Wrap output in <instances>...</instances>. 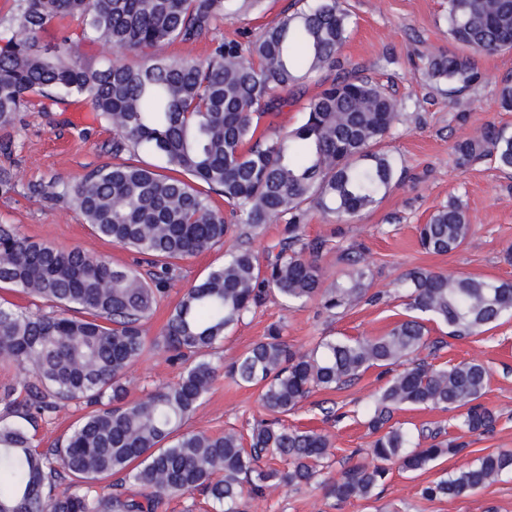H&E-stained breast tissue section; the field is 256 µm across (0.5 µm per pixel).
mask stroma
<instances>
[{
  "label": "stroma",
  "instance_id": "obj_1",
  "mask_svg": "<svg viewBox=\"0 0 512 512\" xmlns=\"http://www.w3.org/2000/svg\"><path fill=\"white\" fill-rule=\"evenodd\" d=\"M348 2L354 25L342 57L360 66L400 101V120L379 149L397 156L405 174L378 204L353 221L341 223L314 212L303 234L310 240H328L329 247L319 259L327 281L347 271L345 253L360 254L373 276L371 290L379 298L333 311L315 301L287 306L267 300L228 331L223 343L211 352L212 362L232 363L274 323L283 325L289 346L299 352L309 351L327 336L384 335L406 317L400 281L417 268L512 279V263L504 259L512 247V173L499 170L488 159L458 168L452 150L456 141L474 137L491 124L512 132V112L500 111L495 101L500 79L512 73V51L479 58V82L457 101L446 87L432 84L422 74L431 51L455 48L446 33V0ZM111 142V127L81 98L69 99L50 112L19 113L13 128L0 129V166L16 175L14 191L0 196V222L14 225L35 241L66 249L80 247L107 255L114 264L143 269L140 254L95 236L68 199L50 201L40 193L41 187L56 178L75 182L112 163ZM456 198L473 226L471 237L448 254L425 252L418 244V225ZM237 244V238L230 236L181 261L178 279L148 324L149 338H156L185 289L221 264L225 252ZM426 326L429 340L440 341L441 346L421 350L419 360L437 367L477 361L489 369L491 379L483 401L498 416L493 432L470 434L456 427L451 412L408 407L395 412L396 422L411 429H441L443 438L464 444V451L441 458L426 471L392 468L385 484L368 500L339 502L315 483L299 488L281 485L265 497L245 498V512H512V474L464 498L431 501L420 495L422 486L444 473L483 455L512 449V318L462 339L449 337L446 325L439 321H427ZM180 371L168 352L153 348L127 371L129 400H140L155 387L176 382ZM387 380L380 369H369L347 388L314 391L286 416L288 425L330 437L331 477H338L349 466L352 450L371 442L364 412ZM332 407L345 412V419L327 420L325 411ZM264 416L256 388L222 376L185 428L212 436L227 430L244 433Z\"/></svg>",
  "mask_w": 512,
  "mask_h": 512
}]
</instances>
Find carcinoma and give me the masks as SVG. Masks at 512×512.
<instances>
[{
	"label": "carcinoma",
	"instance_id": "1",
	"mask_svg": "<svg viewBox=\"0 0 512 512\" xmlns=\"http://www.w3.org/2000/svg\"><path fill=\"white\" fill-rule=\"evenodd\" d=\"M264 0H17V33L0 45V129L30 108L49 112L67 97L87 99L112 126V156L75 183L59 179L52 195L66 196L98 236L148 256L141 272L112 264L79 247L33 241L0 224V289L43 300L36 313L0 302V358L31 376L24 393L0 394V512H163L166 498L199 491L213 512H242L243 494L258 496L276 485L302 486L320 475L331 455L329 437L290 428L279 416L294 410L315 388L340 389L371 368L394 374L365 412L373 440L369 461L347 467L328 484L338 501L369 499L391 466L430 468L461 446L434 442L392 422L396 411L429 407L460 411L458 426L484 433L496 413L481 399L489 370L477 361L449 367L416 362L429 347L421 315L439 319L456 337L480 333L512 317V280L415 269L404 279L412 314L382 336L324 338L312 350L288 347L272 325L228 368L236 381L259 389L270 415L249 435L182 432L220 375L203 358L225 332L270 296L287 302L318 300L327 310L373 299L372 276L348 254L343 281L324 286L317 263L328 247L307 240L309 212L349 220L377 204L402 178L398 159L374 146L399 120L400 104L357 66H341L352 12L346 0H297L276 23L242 43L215 40L204 59L160 58L162 43L193 45L224 20L261 9ZM69 20L54 49L37 34ZM448 35L459 51L427 57L426 77L461 96L480 79L476 58L512 48V0H448ZM112 47L104 65L83 61L85 41ZM133 54L139 60L131 62ZM329 72L321 90L302 107L290 130L263 125L303 96L307 81ZM497 103L512 111V75L501 79ZM145 148L164 166L121 162ZM456 165L490 158L512 171V134L494 125L455 143ZM221 196L224 216L214 205ZM285 222L267 264L240 245L188 288L156 341L146 325L179 261L225 237ZM471 232L456 200L438 207L419 227L427 252L447 254ZM161 346L183 369L176 383L135 402L126 401L127 368ZM67 404L86 407L47 450L33 446L30 429ZM432 439L425 446L423 441ZM280 459L278 469L267 461ZM512 472V451L479 458L422 487L427 500L471 495Z\"/></svg>",
	"mask_w": 512,
	"mask_h": 512
}]
</instances>
